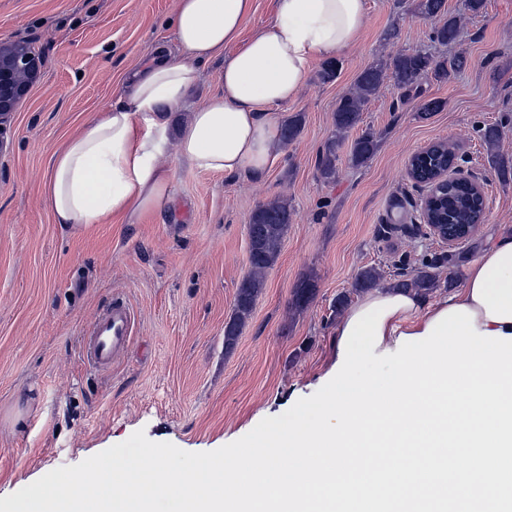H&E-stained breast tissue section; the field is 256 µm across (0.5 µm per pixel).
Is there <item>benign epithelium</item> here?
Here are the masks:
<instances>
[{"instance_id": "obj_1", "label": "benign epithelium", "mask_w": 512, "mask_h": 512, "mask_svg": "<svg viewBox=\"0 0 512 512\" xmlns=\"http://www.w3.org/2000/svg\"><path fill=\"white\" fill-rule=\"evenodd\" d=\"M37 60L30 47L24 44L0 46V119L14 111L27 94L36 77ZM430 188H424L419 201V210L428 237L439 241L453 251L466 242L464 237H450L448 230L440 224L428 223Z\"/></svg>"}]
</instances>
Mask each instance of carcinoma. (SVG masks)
<instances>
[{
  "label": "carcinoma",
  "mask_w": 512,
  "mask_h": 512,
  "mask_svg": "<svg viewBox=\"0 0 512 512\" xmlns=\"http://www.w3.org/2000/svg\"><path fill=\"white\" fill-rule=\"evenodd\" d=\"M417 8L426 17H436L445 12V0H419ZM457 20L448 18L433 32V39L448 43L457 36ZM464 65V59L438 61L433 56L420 51L399 53L388 61H378L366 67L357 77L356 90L342 95L336 102L335 125L339 132H348L361 122V115L384 80L390 79L404 92L408 93L417 86L419 78L431 74L438 80L450 79ZM302 129L301 115H295L281 126L283 142L295 140ZM502 135L499 126H488L482 130V138L490 152V161L497 167L502 178L512 174V167L496 153ZM340 139L329 137L319 152L317 168L320 177L326 182L336 180L337 150ZM377 151L374 133L366 129L351 143L349 162L354 166L365 164ZM456 161V153L445 142H439L414 157L412 168L415 178L430 183L435 180L444 165ZM439 199L448 210V225L480 224L483 219L482 204L473 197L471 184L463 179L450 180L437 187ZM292 221V211L285 201L275 200L258 207L248 224L250 273L238 288L235 299V314L224 327V347L232 348L246 320L253 311L255 297L263 285V276L278 256L288 224ZM376 268L362 270L354 284L353 291H363L371 287L378 279ZM395 286L412 288L425 294L436 287L435 274L430 266L414 270V274L397 273Z\"/></svg>",
  "instance_id": "cac0c4a2"
}]
</instances>
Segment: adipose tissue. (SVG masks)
Wrapping results in <instances>:
<instances>
[{"instance_id": "1", "label": "adipose tissue", "mask_w": 512, "mask_h": 512, "mask_svg": "<svg viewBox=\"0 0 512 512\" xmlns=\"http://www.w3.org/2000/svg\"><path fill=\"white\" fill-rule=\"evenodd\" d=\"M253 7L254 0H178L176 55L131 72L118 99L53 153L45 195L55 223L78 229L158 209L171 183L159 159L172 144L198 170L264 177L281 145L276 109L298 97L313 59L357 44L367 0H276L274 19L244 41ZM230 44L234 52L225 53ZM217 57L224 60L220 92L191 107L201 65ZM462 281L431 303L407 292V304L382 323V348L395 349L400 335L424 333L460 305L473 312L478 331L512 334V231L492 235Z\"/></svg>"}]
</instances>
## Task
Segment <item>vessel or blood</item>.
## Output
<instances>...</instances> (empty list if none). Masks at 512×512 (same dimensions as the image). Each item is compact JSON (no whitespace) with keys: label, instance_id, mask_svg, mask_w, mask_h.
<instances>
[{"label":"vessel or blood","instance_id":"1","mask_svg":"<svg viewBox=\"0 0 512 512\" xmlns=\"http://www.w3.org/2000/svg\"><path fill=\"white\" fill-rule=\"evenodd\" d=\"M136 325V313L126 301L115 299L102 308L83 333L88 366L111 368L116 358L131 344Z\"/></svg>","mask_w":512,"mask_h":512}]
</instances>
